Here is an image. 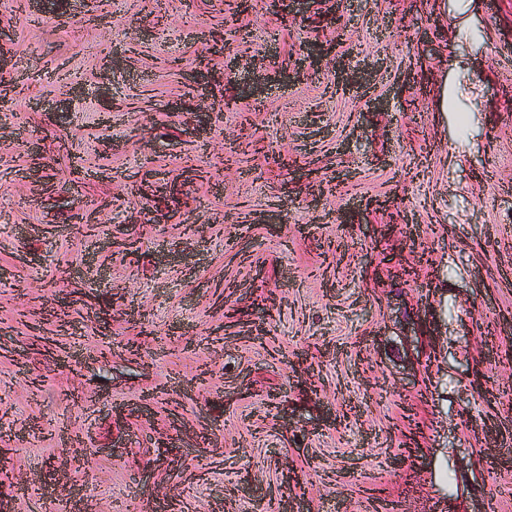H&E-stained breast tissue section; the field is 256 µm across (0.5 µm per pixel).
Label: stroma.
I'll list each match as a JSON object with an SVG mask.
<instances>
[{
	"instance_id": "obj_1",
	"label": "stroma",
	"mask_w": 512,
	"mask_h": 512,
	"mask_svg": "<svg viewBox=\"0 0 512 512\" xmlns=\"http://www.w3.org/2000/svg\"><path fill=\"white\" fill-rule=\"evenodd\" d=\"M1 31L0 512H512V0H0ZM352 45L373 102L335 90Z\"/></svg>"
}]
</instances>
